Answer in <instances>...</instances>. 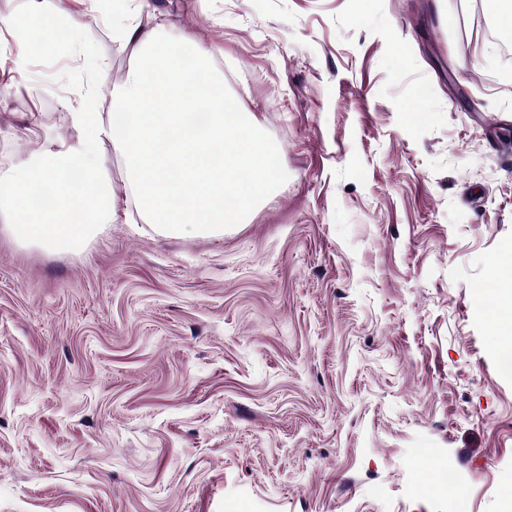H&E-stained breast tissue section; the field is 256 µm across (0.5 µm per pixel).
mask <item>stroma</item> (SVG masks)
<instances>
[{
  "mask_svg": "<svg viewBox=\"0 0 512 512\" xmlns=\"http://www.w3.org/2000/svg\"><path fill=\"white\" fill-rule=\"evenodd\" d=\"M483 0H143L289 178L220 237L0 235V512H512V63ZM110 105L135 59L93 0ZM0 34V174L83 99ZM458 475L436 486L440 465ZM463 497H456L455 488Z\"/></svg>",
  "mask_w": 512,
  "mask_h": 512,
  "instance_id": "35a3bbf8",
  "label": "stroma"
}]
</instances>
